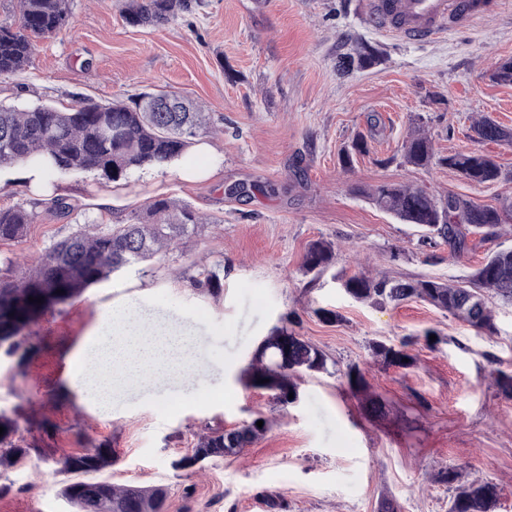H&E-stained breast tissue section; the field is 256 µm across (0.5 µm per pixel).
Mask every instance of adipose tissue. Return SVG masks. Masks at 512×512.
Segmentation results:
<instances>
[{"label": "adipose tissue", "instance_id": "ef3b65f1", "mask_svg": "<svg viewBox=\"0 0 512 512\" xmlns=\"http://www.w3.org/2000/svg\"><path fill=\"white\" fill-rule=\"evenodd\" d=\"M195 344L196 338L189 331L174 328L163 319L123 309L82 351L84 365L75 368L74 378L93 390L104 407L112 402V373L116 370L138 380L174 376L203 395L207 392L205 384L189 369Z\"/></svg>", "mask_w": 512, "mask_h": 512}]
</instances>
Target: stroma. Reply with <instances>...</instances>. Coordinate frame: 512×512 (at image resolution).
<instances>
[{
	"instance_id": "obj_1",
	"label": "stroma",
	"mask_w": 512,
	"mask_h": 512,
	"mask_svg": "<svg viewBox=\"0 0 512 512\" xmlns=\"http://www.w3.org/2000/svg\"><path fill=\"white\" fill-rule=\"evenodd\" d=\"M126 0H71L70 24L38 42L16 74L0 76V103L68 108L88 97L101 104L163 89L188 96L210 117L181 159L130 172L115 184L98 173L54 172L53 194L70 216L49 209L19 168L0 169V207H35L21 243H0V269L35 258L79 227L133 223L158 198L204 215L196 235L151 261L112 274L27 331L25 362L0 352V410L45 416L23 427L32 452L25 465L0 472V512H73L61 497L66 474L41 460L105 441L118 485L167 488L166 512H378L395 500L401 512H448L451 490L437 479L456 466L466 480L497 485V512H512V401L497 372L512 373V306L488 299L498 333L480 336L425 302L376 308L351 299L340 279L355 273L456 282L485 251L461 258L447 247L424 248L423 231L382 212L354 191L383 182L456 193L479 204L512 199V180L476 185L448 168H414L395 159L407 133L422 124L436 152L483 149L512 173V143L476 144L475 119L512 130V85L488 75L512 58V0L502 9L431 43L377 29L361 0H202L169 24L133 26ZM377 46L382 64L345 69L358 43ZM369 151L342 170L338 155L357 136ZM334 243V264L319 279L301 270L306 245ZM224 271L214 295L194 287L199 271ZM146 309L197 337L194 359L208 391L175 383L129 387L102 411L69 372L110 310ZM336 311V324L317 309ZM327 357L326 371L300 379L297 403L276 405L241 377L255 349L286 316ZM435 331L408 368L373 357L375 340L398 341ZM358 364L384 398L366 411L341 386L339 372ZM268 428L235 457L186 470L209 428L254 418Z\"/></svg>"
}]
</instances>
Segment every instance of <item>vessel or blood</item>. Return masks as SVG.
Segmentation results:
<instances>
[{"label":"vessel or blood","mask_w":512,"mask_h":512,"mask_svg":"<svg viewBox=\"0 0 512 512\" xmlns=\"http://www.w3.org/2000/svg\"><path fill=\"white\" fill-rule=\"evenodd\" d=\"M378 28L407 41H432L499 8V0H362Z\"/></svg>","instance_id":"obj_1"}]
</instances>
